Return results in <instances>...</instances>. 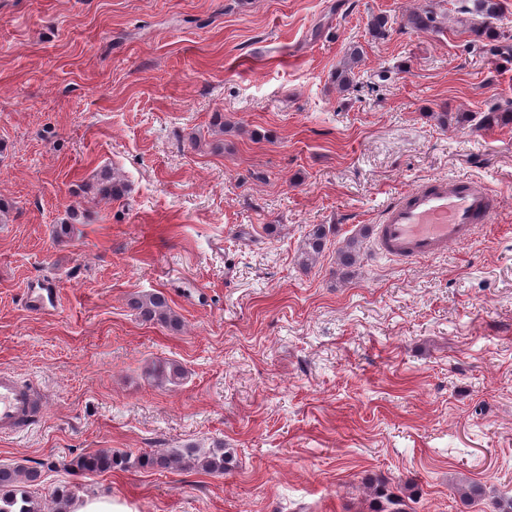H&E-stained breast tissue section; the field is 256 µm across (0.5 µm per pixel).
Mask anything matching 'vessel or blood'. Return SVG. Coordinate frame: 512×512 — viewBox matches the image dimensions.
I'll list each match as a JSON object with an SVG mask.
<instances>
[{"instance_id": "b4317fda", "label": "vessel or blood", "mask_w": 512, "mask_h": 512, "mask_svg": "<svg viewBox=\"0 0 512 512\" xmlns=\"http://www.w3.org/2000/svg\"><path fill=\"white\" fill-rule=\"evenodd\" d=\"M497 192L470 177L437 176L388 203L373 228L374 244L393 260L415 263L472 239L494 211ZM33 385L0 371V433L14 434L38 417Z\"/></svg>"}]
</instances>
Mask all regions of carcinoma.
Segmentation results:
<instances>
[{"label": "carcinoma", "mask_w": 512, "mask_h": 512, "mask_svg": "<svg viewBox=\"0 0 512 512\" xmlns=\"http://www.w3.org/2000/svg\"><path fill=\"white\" fill-rule=\"evenodd\" d=\"M476 12L481 16V22L471 27L474 39L471 47L484 38L495 39L498 33L493 27L499 19V0H473ZM435 2H430L421 12L409 19V25L414 31H433L436 28V13L433 9ZM362 58V50L352 46L346 58L336 69V82L347 87L352 81L354 69ZM512 124V109L503 108L497 103L487 106L479 119V127L490 129L495 126ZM87 191L94 195L119 197L124 193V184L105 174L100 175L96 182L88 185ZM328 231L323 224H315L303 239L299 251L298 262L302 266L313 264L326 247ZM360 258V246L357 240H350L339 252V263L343 267L357 264ZM132 308L145 322H153L172 329L180 327L177 314L172 309L168 298L160 291L146 292L134 296ZM145 374L159 385H177L184 380L186 371L176 361L158 360L146 367ZM232 460L230 452L220 447L213 452H202L196 448H176L166 452L153 451L144 453L134 459L128 456H118L111 451L95 453H80L64 463V467L79 474H94L108 472L120 467L178 469L192 468L204 473H224ZM56 468V462L48 461L42 464V469L35 470L21 464L15 466L0 465V512H44L43 500L37 495L35 487L41 483L43 473ZM75 493L72 489L61 486L53 492V502L56 512H68ZM385 505L376 512H406L405 497L399 493L389 492L383 495Z\"/></svg>", "instance_id": "1"}]
</instances>
